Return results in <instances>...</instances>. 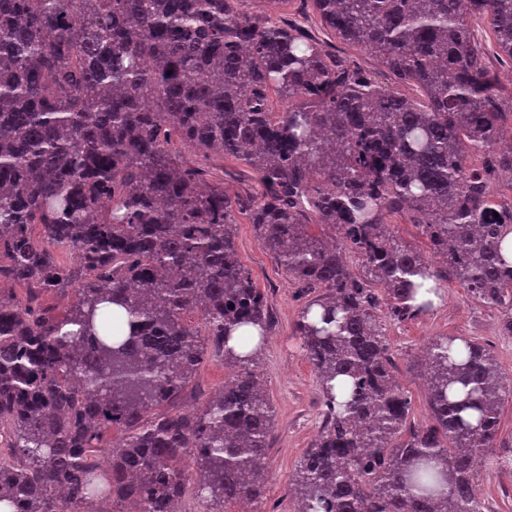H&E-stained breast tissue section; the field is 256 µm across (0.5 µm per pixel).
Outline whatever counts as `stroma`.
I'll use <instances>...</instances> for the list:
<instances>
[{"label": "stroma", "mask_w": 512, "mask_h": 512, "mask_svg": "<svg viewBox=\"0 0 512 512\" xmlns=\"http://www.w3.org/2000/svg\"><path fill=\"white\" fill-rule=\"evenodd\" d=\"M236 221L239 259L256 287L265 293L275 320L260 356L261 374L275 418L269 437L261 512H294L296 467L321 423L319 380L294 332L305 298L262 246L249 213H238ZM385 328L396 363L395 373L412 400V426L429 421L426 386L414 365L433 337L448 334L476 340L495 359L502 376L512 380V337L502 335L499 312L476 299L457 280L445 282L440 306L412 321L386 322ZM228 373L223 359L206 357L177 403V410L201 409L207 397L223 387ZM498 439L500 445L489 449L475 485L486 503V512H512V468L502 461L504 444L512 445L510 402L501 411Z\"/></svg>", "instance_id": "obj_1"}]
</instances>
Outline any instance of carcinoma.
I'll return each mask as SVG.
<instances>
[{"mask_svg": "<svg viewBox=\"0 0 512 512\" xmlns=\"http://www.w3.org/2000/svg\"><path fill=\"white\" fill-rule=\"evenodd\" d=\"M245 2L0 0V280L27 287L0 290V504L178 512L188 458L201 502L263 497L272 319L235 243L248 210L307 297L295 331L324 412L298 512H485L473 463L512 383L479 343L437 336L430 422L406 429L379 314L430 312L420 289L452 274L512 336V200H492L512 173V88L487 62L512 64V0H302L313 13L297 16ZM213 155L249 166L256 191H227ZM396 215L446 270L394 235ZM69 291L65 316L40 302ZM211 352L224 390L150 414Z\"/></svg>", "mask_w": 512, "mask_h": 512, "instance_id": "1", "label": "carcinoma"}]
</instances>
